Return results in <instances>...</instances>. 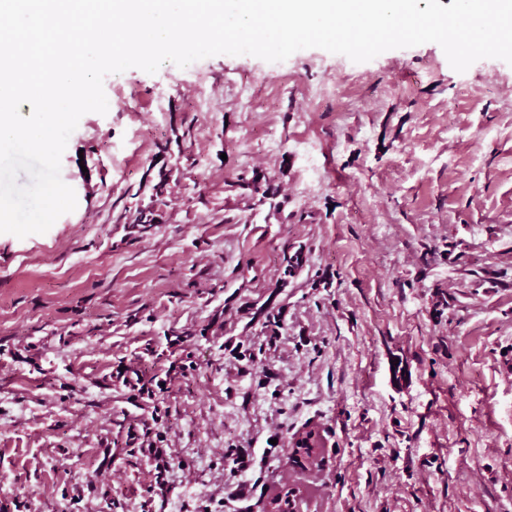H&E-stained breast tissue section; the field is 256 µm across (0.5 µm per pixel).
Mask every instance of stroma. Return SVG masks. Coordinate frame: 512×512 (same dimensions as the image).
<instances>
[{
    "instance_id": "1",
    "label": "stroma",
    "mask_w": 512,
    "mask_h": 512,
    "mask_svg": "<svg viewBox=\"0 0 512 512\" xmlns=\"http://www.w3.org/2000/svg\"><path fill=\"white\" fill-rule=\"evenodd\" d=\"M103 87L61 159L75 210L0 233V512H263L284 486L301 512H512V65L310 48ZM242 183L239 184L243 189L250 191V196L254 200V205L269 204V207L274 209L278 207L279 203L275 202L279 195V188L271 183V181L262 180L259 176L253 175L251 179L241 178Z\"/></svg>"
}]
</instances>
